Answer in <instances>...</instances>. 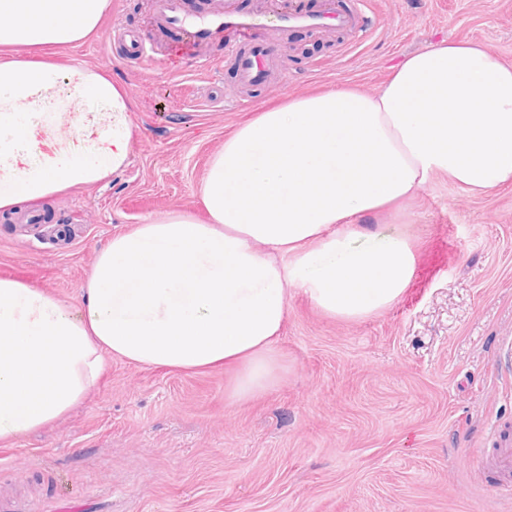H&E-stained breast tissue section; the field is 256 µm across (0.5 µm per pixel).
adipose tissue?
Instances as JSON below:
<instances>
[{
    "label": "adipose tissue",
    "instance_id": "ef3b65f1",
    "mask_svg": "<svg viewBox=\"0 0 512 512\" xmlns=\"http://www.w3.org/2000/svg\"><path fill=\"white\" fill-rule=\"evenodd\" d=\"M111 0H0V213L104 182L127 163L131 100L110 74L63 60ZM475 194L512 184V64L486 44L406 55L377 94L325 90L262 110L211 158L209 216L174 212L113 236L79 309L0 278V443L63 417L107 360L233 369L227 406L270 391L289 288L358 321L406 291L402 232L367 231L437 176Z\"/></svg>",
    "mask_w": 512,
    "mask_h": 512
}]
</instances>
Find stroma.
Returning a JSON list of instances; mask_svg holds the SVG:
<instances>
[{
    "mask_svg": "<svg viewBox=\"0 0 512 512\" xmlns=\"http://www.w3.org/2000/svg\"><path fill=\"white\" fill-rule=\"evenodd\" d=\"M360 35L293 33L279 74L240 107L221 98L235 71L132 68L113 37L171 41L152 0H112L100 33L69 59L111 73L132 100L129 162L35 211L0 215V277L79 306L116 234L185 212L211 157L260 109L336 86L377 93L409 53L482 41L512 64V0H371ZM405 229L414 276L369 318L321 314L288 290L279 346L287 372L227 406L230 372L185 373L113 358L59 421L0 445V503L11 512H512L503 475L477 470L494 427L512 429V185L482 196L438 176L370 217Z\"/></svg>",
    "mask_w": 512,
    "mask_h": 512,
    "instance_id": "35a3bbf8",
    "label": "stroma"
}]
</instances>
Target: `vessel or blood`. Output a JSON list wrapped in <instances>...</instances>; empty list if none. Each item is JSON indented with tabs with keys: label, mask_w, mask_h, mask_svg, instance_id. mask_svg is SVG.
Here are the masks:
<instances>
[{
	"label": "vessel or blood",
	"mask_w": 512,
	"mask_h": 512,
	"mask_svg": "<svg viewBox=\"0 0 512 512\" xmlns=\"http://www.w3.org/2000/svg\"><path fill=\"white\" fill-rule=\"evenodd\" d=\"M157 22L173 39L167 63L190 62L199 66L213 64L209 54L213 44L223 45L230 55L241 88L250 89L268 83L276 67L280 46L269 39V32L288 36L304 29L316 33L361 30L364 16L346 0H316L314 5L286 7L279 0H255L240 7L233 0H212L202 12L189 8L187 0H155ZM122 52L132 63L142 64L150 57L141 36L133 31L120 36ZM495 446L482 458L481 469L512 472V434L495 430Z\"/></svg>",
	"instance_id": "1"
}]
</instances>
